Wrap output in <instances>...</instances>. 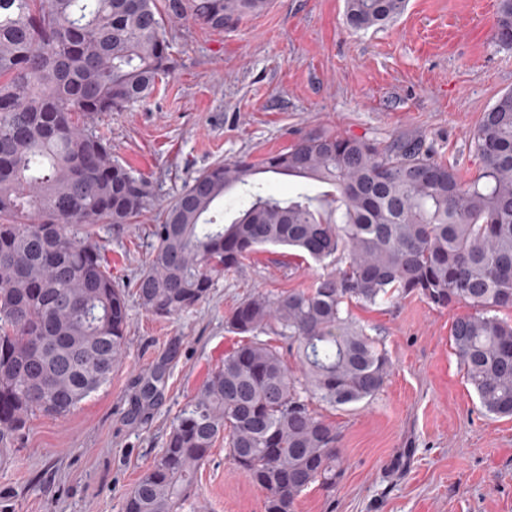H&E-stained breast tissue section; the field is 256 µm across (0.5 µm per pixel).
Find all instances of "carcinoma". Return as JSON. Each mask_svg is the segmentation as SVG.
<instances>
[{
	"label": "carcinoma",
	"mask_w": 512,
	"mask_h": 512,
	"mask_svg": "<svg viewBox=\"0 0 512 512\" xmlns=\"http://www.w3.org/2000/svg\"><path fill=\"white\" fill-rule=\"evenodd\" d=\"M268 0H0V449L39 412L68 415L112 377L127 305L90 224L133 223L140 179L112 162L87 129L146 99L169 71L168 18L191 15L223 32ZM368 28L406 0H346ZM512 0H499L496 39L512 46ZM477 176L461 178L417 138L382 145L315 132L258 159L203 170L152 225L140 304L159 317L193 309L220 278L265 246L323 272L306 290L253 294L226 318L246 337L224 356L172 424L164 447L126 496L124 512H183L220 440L264 497L293 512L312 484L336 486L334 425L312 405L343 408L383 389L391 361L346 305L418 295L448 309L451 338L481 409L512 416V91L469 135ZM305 180L291 197L259 174ZM281 340L296 352L294 371ZM156 368L135 402L166 386Z\"/></svg>",
	"instance_id": "cac0c4a2"
}]
</instances>
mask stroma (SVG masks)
I'll list each match as a JSON object with an SVG mask.
<instances>
[{"mask_svg": "<svg viewBox=\"0 0 512 512\" xmlns=\"http://www.w3.org/2000/svg\"><path fill=\"white\" fill-rule=\"evenodd\" d=\"M497 6L407 0L393 21L358 29L345 0H270L221 33L189 17L167 23L169 73L145 101L93 125L149 193L135 223L91 229L113 282L127 290L121 363L67 416H30L0 457V512H123L180 410L240 343L230 312L252 294L314 281L316 264L291 266L287 249L269 247L192 310L147 312L127 286L146 268L148 227L202 170L327 132L383 144L418 137L463 178L477 174L469 133L512 90V47L493 32ZM468 312L417 297L353 307L392 370L372 400L321 408L340 433L343 474L333 490L309 486L294 512H512V417L484 413L450 339L453 320ZM160 363L164 394L148 417L132 419L138 383ZM184 512H264V497L219 444Z\"/></svg>", "mask_w": 512, "mask_h": 512, "instance_id": "35a3bbf8", "label": "stroma"}]
</instances>
